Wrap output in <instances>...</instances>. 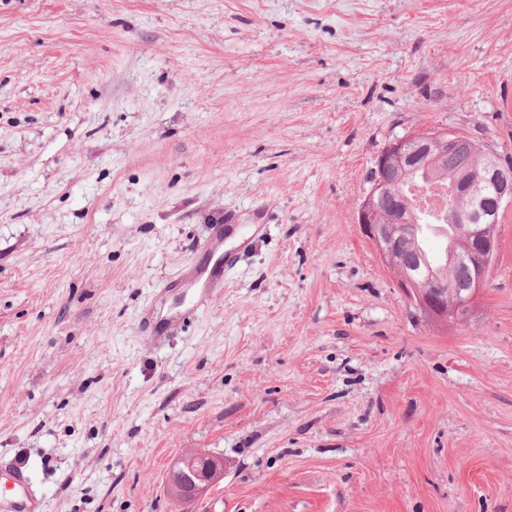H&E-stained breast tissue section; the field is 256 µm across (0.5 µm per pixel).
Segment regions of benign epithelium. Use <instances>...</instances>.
<instances>
[{
    "label": "benign epithelium",
    "mask_w": 512,
    "mask_h": 512,
    "mask_svg": "<svg viewBox=\"0 0 512 512\" xmlns=\"http://www.w3.org/2000/svg\"><path fill=\"white\" fill-rule=\"evenodd\" d=\"M444 148L483 158L482 165L467 172L454 184L456 197L474 199L484 186L490 185L494 189V197L490 198L494 207L512 202V167L499 162L494 153L469 137L440 129L389 142L376 160L371 188L358 208V223L381 257L394 269L401 288L410 296L414 307L428 320L441 324L467 319L487 284L499 246L494 224L456 226L450 263L469 267L470 279L463 286L453 285L443 272H424L401 261L395 230L393 187L398 176L430 164L435 159V151ZM223 479L224 457L197 451L179 455L171 462L166 487L170 495L189 510L210 487Z\"/></svg>",
    "instance_id": "benign-epithelium-1"
}]
</instances>
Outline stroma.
<instances>
[{
	"label": "stroma",
	"mask_w": 512,
	"mask_h": 512,
	"mask_svg": "<svg viewBox=\"0 0 512 512\" xmlns=\"http://www.w3.org/2000/svg\"><path fill=\"white\" fill-rule=\"evenodd\" d=\"M512 159V0H0V456L41 512H512V205L467 321L357 222L393 139ZM254 238L198 316L212 226ZM224 479V457L205 452L179 455L166 475L170 495L189 511L210 487Z\"/></svg>",
	"instance_id": "stroma-1"
}]
</instances>
